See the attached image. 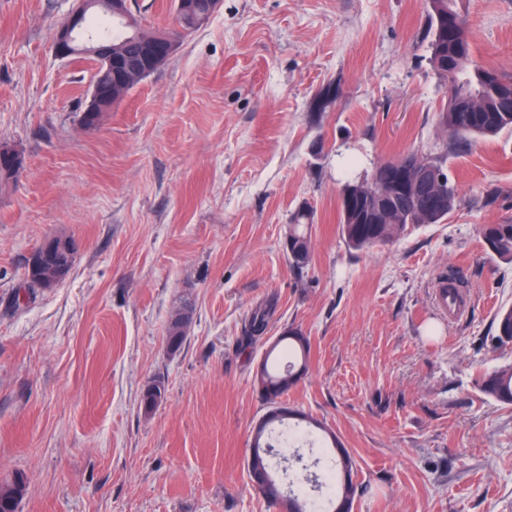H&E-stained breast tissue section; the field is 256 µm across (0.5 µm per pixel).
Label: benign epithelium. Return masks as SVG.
I'll list each match as a JSON object with an SVG mask.
<instances>
[{
	"label": "benign epithelium",
	"instance_id": "7a95c632",
	"mask_svg": "<svg viewBox=\"0 0 512 512\" xmlns=\"http://www.w3.org/2000/svg\"><path fill=\"white\" fill-rule=\"evenodd\" d=\"M76 7L64 24L58 27L53 43V50L57 57L67 59L79 52L91 58L97 68L111 73V81L106 85L92 83L89 99L82 111L88 116L93 112H109L112 107L120 103L127 88L136 80H142L153 74L165 65L175 54L181 40L187 33L180 18L191 12L192 6L180 0L177 20L168 28H157L150 31L142 40L141 48L117 60L112 56V44L95 39H89L83 46H78L76 37L82 29L86 12L92 0H75ZM106 7L113 18L119 21L129 20V0H106ZM391 167L397 170L393 182L381 188L383 197L390 198L389 191L394 189L400 192L421 190L437 195L448 182V173L430 165L429 160L421 153L408 155L402 161H396ZM75 254L74 241L60 235H52L41 243L31 254L30 265L41 270L40 286L53 288L65 280L63 263H47L49 256L70 257ZM251 482L268 487L265 480L263 460L260 455L253 453L248 460Z\"/></svg>",
	"mask_w": 512,
	"mask_h": 512
}]
</instances>
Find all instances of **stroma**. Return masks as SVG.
I'll return each instance as SVG.
<instances>
[{
  "label": "stroma",
  "instance_id": "stroma-1",
  "mask_svg": "<svg viewBox=\"0 0 512 512\" xmlns=\"http://www.w3.org/2000/svg\"><path fill=\"white\" fill-rule=\"evenodd\" d=\"M72 6L0 0V143L25 157L0 193V480L25 475L19 512H274L247 471L266 412L253 376L291 326L311 353L283 401L350 452L353 512H512V406L477 384L512 365L494 322L512 262L478 234L512 224V129L450 148L426 0H221L91 131L94 62L53 52ZM468 23L475 61L512 75V0H470ZM413 152L447 153L455 208L348 249L343 186ZM304 206L297 269L285 231ZM54 234L77 245L68 279L17 298ZM448 271L468 284L452 318L434 298ZM311 214L302 208L294 212L288 224L286 243L288 262L296 268L307 266L311 260ZM275 312V304L272 302L261 303L251 313L240 338V345L250 347L263 338L269 319Z\"/></svg>",
  "mask_w": 512,
  "mask_h": 512
}]
</instances>
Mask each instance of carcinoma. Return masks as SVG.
<instances>
[{
  "label": "carcinoma",
  "instance_id": "cac0c4a2",
  "mask_svg": "<svg viewBox=\"0 0 512 512\" xmlns=\"http://www.w3.org/2000/svg\"><path fill=\"white\" fill-rule=\"evenodd\" d=\"M428 18L432 32L434 52L430 64L443 82L448 102L440 112L439 122L455 139L454 146H467V137L485 138L497 136L505 129H512V84L494 86L493 76L499 71L483 67L472 60L467 24V0H427ZM448 15V35L438 30L434 11ZM136 29L107 31L101 34L112 44L131 50ZM444 198L432 195H406L398 199L393 213L379 211V199L368 193L357 197L353 203L341 202L340 235L348 248L363 251L399 240L414 224H437L454 209L457 188L447 184ZM311 214L302 208L294 212L288 224V262L303 268L311 260ZM485 250L492 257L512 261V224H484L479 229ZM275 312L272 302L258 305L251 313L240 338V345L250 347L263 338L269 319ZM497 336L502 344L512 343V307L503 308L495 315ZM185 333L181 319L170 318L167 326L169 350H178ZM310 340L299 327H289L266 352L262 375L256 385L267 404L295 385L308 367ZM480 389L495 401L512 405V366L500 368L482 375L477 381ZM308 424L325 434L326 447L332 453L328 479L333 490L319 511L312 502L285 492L279 499L268 503L277 508L282 503L295 500L306 505L308 512H345L344 507L353 505L358 494V484L352 479L353 458L342 448L336 435L322 423L310 419ZM26 480L23 475L0 482V512H17L19 501L16 494H25Z\"/></svg>",
  "mask_w": 512,
  "mask_h": 512
}]
</instances>
